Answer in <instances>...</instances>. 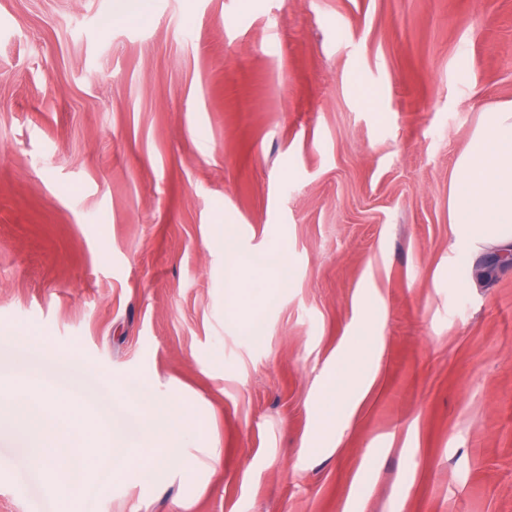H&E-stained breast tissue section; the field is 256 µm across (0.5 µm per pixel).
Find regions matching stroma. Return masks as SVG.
<instances>
[{
  "mask_svg": "<svg viewBox=\"0 0 512 512\" xmlns=\"http://www.w3.org/2000/svg\"><path fill=\"white\" fill-rule=\"evenodd\" d=\"M506 101L512 0H0V382L133 441L127 380L198 449L82 512H512V267L470 279L448 223ZM226 235L286 255L272 304L228 308ZM28 460L0 428V512H56ZM354 360L350 359H341L336 362V370H334L333 375L330 377L329 381L326 384V389L329 391H336V379L342 378L346 379L348 383L349 390L346 391V394L341 395L339 398L338 406L341 409V413L344 417H346V413L348 409L353 405V403L358 399L359 389L352 386L357 384L358 380H353L351 377L354 375L353 370Z\"/></svg>",
  "mask_w": 512,
  "mask_h": 512,
  "instance_id": "obj_1",
  "label": "stroma"
}]
</instances>
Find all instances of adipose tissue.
<instances>
[{
	"instance_id": "ef3b65f1",
	"label": "adipose tissue",
	"mask_w": 512,
	"mask_h": 512,
	"mask_svg": "<svg viewBox=\"0 0 512 512\" xmlns=\"http://www.w3.org/2000/svg\"><path fill=\"white\" fill-rule=\"evenodd\" d=\"M448 222L456 244L467 253L493 249L512 254V102L485 109L468 148L455 163L448 185ZM266 275L261 300L273 299L284 287L291 268L276 249L242 255L232 242L224 244V269L229 288L226 299L237 304L236 273L241 266Z\"/></svg>"
}]
</instances>
